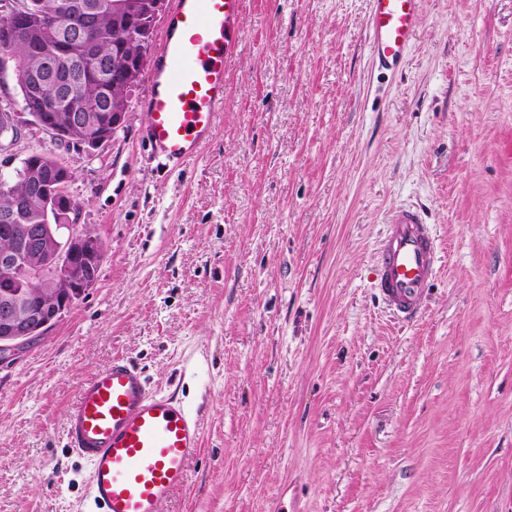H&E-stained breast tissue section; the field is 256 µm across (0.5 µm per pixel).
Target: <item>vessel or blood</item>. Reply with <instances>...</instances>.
<instances>
[{"instance_id": "vessel-or-blood-1", "label": "vessel or blood", "mask_w": 512, "mask_h": 512, "mask_svg": "<svg viewBox=\"0 0 512 512\" xmlns=\"http://www.w3.org/2000/svg\"><path fill=\"white\" fill-rule=\"evenodd\" d=\"M368 27L380 64H401L420 24V0H370ZM244 0H173L148 72L144 103L149 145L164 165L196 159L228 107L225 77L241 51ZM429 225L409 207L393 211L381 241L374 286L393 313L419 315L436 275ZM64 440L90 471L92 512H166L185 486L203 435L172 396L150 388L143 371L116 357L80 382L65 416Z\"/></svg>"}]
</instances>
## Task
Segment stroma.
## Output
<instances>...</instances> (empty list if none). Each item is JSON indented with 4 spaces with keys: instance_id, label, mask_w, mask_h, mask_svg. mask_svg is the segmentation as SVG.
Returning a JSON list of instances; mask_svg holds the SVG:
<instances>
[{
    "instance_id": "35a3bbf8",
    "label": "stroma",
    "mask_w": 512,
    "mask_h": 512,
    "mask_svg": "<svg viewBox=\"0 0 512 512\" xmlns=\"http://www.w3.org/2000/svg\"><path fill=\"white\" fill-rule=\"evenodd\" d=\"M369 0H246L228 109L197 159L60 151L96 284L0 362V512H87L63 439L125 357L203 429L167 512H512V0H422L398 69ZM439 249L422 313L372 285L386 221Z\"/></svg>"
}]
</instances>
